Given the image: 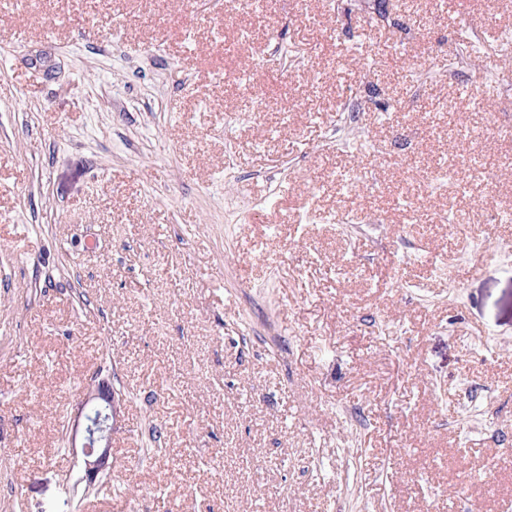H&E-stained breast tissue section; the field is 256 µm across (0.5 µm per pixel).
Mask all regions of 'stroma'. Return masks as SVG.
Returning a JSON list of instances; mask_svg holds the SVG:
<instances>
[{
    "mask_svg": "<svg viewBox=\"0 0 512 512\" xmlns=\"http://www.w3.org/2000/svg\"><path fill=\"white\" fill-rule=\"evenodd\" d=\"M387 10L0 0V512H512V0ZM106 381L90 384L79 407L78 423L71 437V447L76 446L81 427V452L84 457V480L92 485L108 464L112 450V428L120 412L121 399Z\"/></svg>",
    "mask_w": 512,
    "mask_h": 512,
    "instance_id": "35a3bbf8",
    "label": "stroma"
}]
</instances>
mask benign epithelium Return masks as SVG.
Returning <instances> with one entry per match:
<instances>
[{
  "label": "benign epithelium",
  "instance_id": "7a95c632",
  "mask_svg": "<svg viewBox=\"0 0 512 512\" xmlns=\"http://www.w3.org/2000/svg\"><path fill=\"white\" fill-rule=\"evenodd\" d=\"M120 412V398L106 381L91 384L79 407L83 417L81 434H72L71 447H76L77 437H82L81 452L84 457V480L92 485L108 464L112 450V428Z\"/></svg>",
  "mask_w": 512,
  "mask_h": 512
}]
</instances>
